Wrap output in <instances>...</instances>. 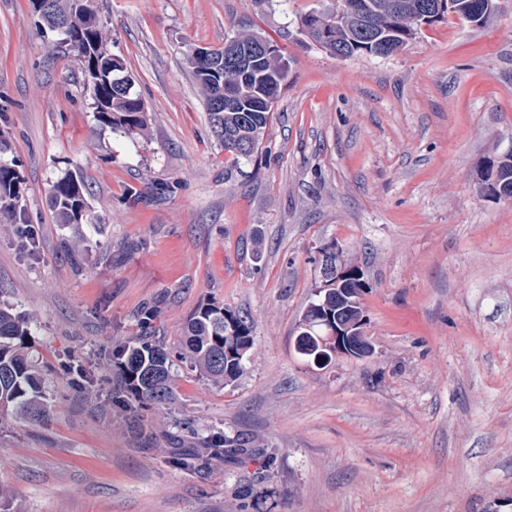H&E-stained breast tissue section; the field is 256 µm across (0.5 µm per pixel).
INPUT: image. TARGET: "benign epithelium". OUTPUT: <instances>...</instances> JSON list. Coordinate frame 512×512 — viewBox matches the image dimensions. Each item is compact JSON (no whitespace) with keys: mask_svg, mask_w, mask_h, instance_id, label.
<instances>
[{"mask_svg":"<svg viewBox=\"0 0 512 512\" xmlns=\"http://www.w3.org/2000/svg\"><path fill=\"white\" fill-rule=\"evenodd\" d=\"M251 50L235 43L226 47L224 62L233 68L247 63ZM320 261L321 283L315 289L320 303L314 305L311 320L304 324V331L297 334L295 347H303L306 329L310 325L319 326L326 336L321 348L332 355H346L358 359H368L375 353V347L366 334L367 315L364 307L352 299L369 287L362 266L344 257L343 248L336 242L317 247Z\"/></svg>","mask_w":512,"mask_h":512,"instance_id":"benign-epithelium-1","label":"benign epithelium"}]
</instances>
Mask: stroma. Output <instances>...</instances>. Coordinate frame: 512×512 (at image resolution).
I'll use <instances>...</instances> for the list:
<instances>
[{
	"mask_svg": "<svg viewBox=\"0 0 512 512\" xmlns=\"http://www.w3.org/2000/svg\"><path fill=\"white\" fill-rule=\"evenodd\" d=\"M499 4L486 26L447 15L395 55L341 60L297 25L336 0H93L151 116L131 140L97 122L81 62L30 0H0V136L36 231L0 234V300L36 320L52 405L45 423L0 417V512H512V200L477 179L512 153V0ZM240 28L278 45L288 79L236 163L186 56ZM77 168L103 229L73 257L48 192ZM151 182L175 189L131 199ZM331 241L370 283L376 355L317 368L295 336ZM208 303L253 322L237 381L178 361L165 409L107 399L108 354L142 310L173 352ZM72 357L92 386L72 384ZM213 431L257 449L172 466Z\"/></svg>",
	"mask_w": 512,
	"mask_h": 512,
	"instance_id": "obj_1",
	"label": "stroma"
}]
</instances>
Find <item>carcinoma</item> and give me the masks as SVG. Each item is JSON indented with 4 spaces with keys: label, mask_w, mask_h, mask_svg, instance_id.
Instances as JSON below:
<instances>
[{
    "label": "carcinoma",
    "mask_w": 512,
    "mask_h": 512,
    "mask_svg": "<svg viewBox=\"0 0 512 512\" xmlns=\"http://www.w3.org/2000/svg\"><path fill=\"white\" fill-rule=\"evenodd\" d=\"M53 14H44L32 0L39 22L55 29L53 19L63 18L65 45L77 53L83 65L86 87L92 98L94 116L115 134L132 140L146 138L150 127L146 108L134 91L135 82L124 62L112 54V40L105 31L91 0H54ZM398 0H341L346 21L336 23L325 12L313 10L301 18V33L330 55L345 53L379 57L402 50L420 30L421 22L402 21L395 13ZM498 0H445L442 14L485 25L498 11ZM224 53L217 48L214 57L195 60L187 57L204 97L211 126L224 151L240 161L249 158L235 150L234 140H247L259 147L271 120V109L262 105L268 97H277L288 79V65L274 49L266 54L253 52L247 70L237 75L226 73ZM231 94L224 111L214 110L219 93ZM21 176L15 164L0 160V215L13 219L20 214ZM49 204L57 223L73 230L72 252L86 249L87 240L79 232L92 223L87 189L81 172L68 171L50 187ZM236 324L230 334L224 327V315ZM153 310L140 313L141 334L130 337L112 350L115 372L112 400L132 412L166 408L174 400L171 385L172 360L163 347L147 336ZM33 320L0 303V414L42 422L48 419L50 406L43 373L32 353L30 337ZM254 345L252 325L240 311L208 303L192 315L186 326L183 356L201 375L215 383L237 380L244 372ZM250 440L213 433L198 448H179L171 463L181 470H198L212 460L238 457L249 452Z\"/></svg>",
    "instance_id": "obj_1"
}]
</instances>
